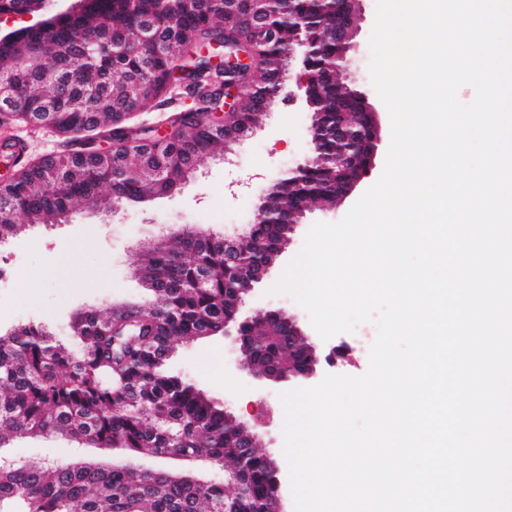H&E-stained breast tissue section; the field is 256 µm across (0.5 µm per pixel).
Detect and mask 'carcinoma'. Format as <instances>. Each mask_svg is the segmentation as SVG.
I'll use <instances>...</instances> for the list:
<instances>
[{
	"label": "carcinoma",
	"mask_w": 512,
	"mask_h": 512,
	"mask_svg": "<svg viewBox=\"0 0 512 512\" xmlns=\"http://www.w3.org/2000/svg\"><path fill=\"white\" fill-rule=\"evenodd\" d=\"M329 14L349 21L352 0H332ZM320 0H270L263 27L249 34L220 8L203 10L193 0H97L87 13L54 15L57 49L42 68L57 84L32 69L43 33L28 27L0 48V76L10 79L24 107L14 121L48 125L72 148L21 167L0 185V244L35 224H55L76 210L112 202L142 203L165 196L193 176L205 156L224 155V133L209 112L219 88L235 86L240 107L229 126L246 136L284 88L294 65L288 50L296 37L295 19L311 25L301 70L322 80L303 88L313 134V161L275 183L259 201L268 212L292 214L335 203L336 193L364 172L363 164L338 167L336 141L325 132L340 122L366 138L362 112L366 92L337 82L344 48L322 36ZM155 18L166 40L145 65L123 40L136 38L140 21ZM81 30L98 31V41H79ZM243 46L253 62L241 68L209 66L203 48ZM149 82L153 105L177 83L196 96L197 114L168 117L174 139L144 159L148 127L125 122L117 109L132 88ZM105 138L111 150L101 151ZM23 216L17 221V216ZM288 236V224L249 227L240 246V269L274 259ZM137 270L145 299L78 311L70 326L82 349L74 355L44 326L23 324L0 330V449L19 439L60 437L103 453L119 450L131 461L174 449L222 466L237 467L234 494L221 482L204 483L162 469L140 471L124 464L80 458L30 466L0 452V512H265L277 485L266 458L224 419V405L165 369L174 345L224 332L245 287L237 274H224V237L207 231L160 239L140 251ZM248 362L282 367L290 376L304 362L288 354V330L265 316L246 330Z\"/></svg>",
	"instance_id": "cac0c4a2"
}]
</instances>
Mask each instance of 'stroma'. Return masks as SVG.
<instances>
[{"label":"stroma","mask_w":512,"mask_h":512,"mask_svg":"<svg viewBox=\"0 0 512 512\" xmlns=\"http://www.w3.org/2000/svg\"><path fill=\"white\" fill-rule=\"evenodd\" d=\"M376 0H362L361 18L354 41L353 75L358 86L381 116L383 142L391 140L389 113L378 97L369 72V36L375 18ZM258 141L238 145L236 165L222 158L199 161L200 176L177 192L155 197L108 216L83 210L67 223L31 227L25 235L9 242L0 252V268L9 277L0 279V329L21 323H39L65 343H72L68 324L78 309L103 308L115 302L140 298L143 289L133 261L137 249L158 236L159 224L181 225L212 221L213 232L233 236L243 232L240 224L224 221L225 210L238 207L254 212L259 193L256 186H270L289 169L302 162L310 149V114L303 100L281 95L261 121ZM386 155L378 153L375 166L363 178L354 195L332 207L312 208L298 224L292 240L262 283L248 297L253 308L283 310L294 317L317 348L321 360L316 377L307 386L317 385L326 374H364L369 366V349L354 348L348 334L322 339L313 328L307 311L285 293H272L287 264L299 253L309 228L317 222H339L358 196L381 176ZM337 352L335 362H327L329 352ZM242 357L232 337L216 335L178 345L167 368L193 383L211 399L224 405L258 435L263 448L277 461L285 512H295L288 463L283 453L284 410L280 401L283 386L271 384L258 389L246 371L237 367ZM10 453L24 462L42 464L64 461L76 454L65 441L29 439L15 443Z\"/></svg>","instance_id":"obj_1"}]
</instances>
